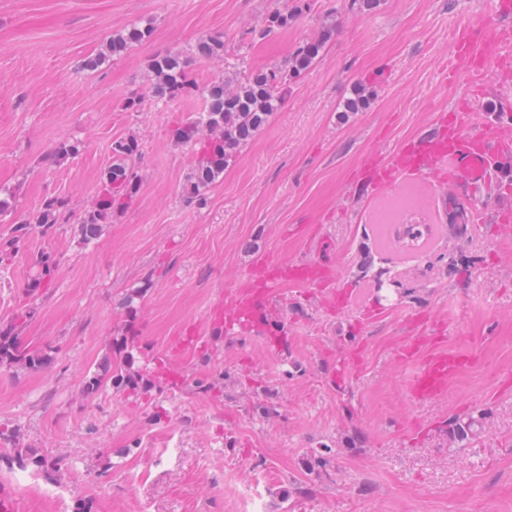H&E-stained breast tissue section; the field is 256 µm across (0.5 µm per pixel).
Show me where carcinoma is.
Here are the masks:
<instances>
[{"label":"carcinoma","mask_w":512,"mask_h":512,"mask_svg":"<svg viewBox=\"0 0 512 512\" xmlns=\"http://www.w3.org/2000/svg\"><path fill=\"white\" fill-rule=\"evenodd\" d=\"M292 18L291 13H273L268 16L266 27L259 35L288 26ZM148 32L146 27L133 26L110 36L104 48L87 61L86 67L91 71L97 70L109 58L120 56L145 40ZM331 33L332 29L327 28L318 36L301 43L283 67L252 73L236 80L232 86L229 81L219 77L203 87V112L174 130V136L180 142L197 147L190 174V194L200 193L234 162L238 152L285 101L291 79L312 68L320 60ZM187 68V62L176 54L165 53L154 58L151 63L154 96L173 101L188 95L196 84L188 79ZM139 153V143L135 138H122L112 144L113 162L104 174L101 194L80 222V230L85 239L97 238L112 212L136 194L138 180L132 162ZM66 217L65 200L58 197L45 200L32 220L18 222L11 240L0 244V264L13 260L19 243L27 235L28 224H40L48 230L56 224L64 223ZM432 235L431 224H409L403 233L388 237L385 248L401 254L410 253ZM356 274L362 278H371L379 288L386 283L392 284L390 280L383 281L380 272L374 270V259L365 249L360 252ZM117 351L120 361L115 364L106 361L101 371L89 379V392L98 390L105 383L130 393L143 392L150 387V382L135 367V360L128 352L127 338L117 343ZM51 354L49 346L39 349L24 343L19 336L18 321L0 324V366L21 365L30 370H39L51 362ZM474 425L473 419L467 422L451 421L447 431L450 443L458 448L469 444L474 435ZM14 452V459L21 465H30L36 470L58 472L66 467L63 459H48L35 448H16Z\"/></svg>","instance_id":"obj_1"}]
</instances>
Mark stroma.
<instances>
[{
    "instance_id": "obj_1",
    "label": "stroma",
    "mask_w": 512,
    "mask_h": 512,
    "mask_svg": "<svg viewBox=\"0 0 512 512\" xmlns=\"http://www.w3.org/2000/svg\"><path fill=\"white\" fill-rule=\"evenodd\" d=\"M292 9L288 27L257 38L269 14ZM493 23L486 0H377L370 10L347 0H0V241L31 222L0 265V323L26 313L23 339L53 348L43 369L0 367V449L11 441L67 463L46 473L0 460L11 512H75L82 501L92 512H512V387L501 386L512 374V230L491 221L460 241L473 260L465 273L389 256L410 289L393 302L354 275L370 233L369 192L355 179L363 158L432 127L467 94V74H446L453 43L460 27ZM134 25L149 38L87 70L110 35ZM327 27L320 62L188 201L193 151L172 131L204 100L199 90L153 97L152 60L182 55L200 89L283 65ZM210 38L223 54L198 56ZM358 84L370 102L344 112ZM120 137L141 144L140 188L88 241L79 223ZM62 141L78 154L51 162ZM50 197L65 199L69 221L46 232L32 218ZM262 254L334 262L359 308L333 314L316 289L287 284L278 350L265 332L209 327V309ZM44 256L51 277L36 289ZM418 314L445 322L448 349L477 359L420 404L394 355ZM194 325L206 347L179 360V393L159 378L146 395L87 391L115 338L131 337L148 374ZM357 346L360 368L337 383V356ZM475 416L474 440L449 447V422ZM325 446L333 454L313 472Z\"/></svg>"
}]
</instances>
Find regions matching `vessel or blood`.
Here are the masks:
<instances>
[{
	"mask_svg": "<svg viewBox=\"0 0 512 512\" xmlns=\"http://www.w3.org/2000/svg\"><path fill=\"white\" fill-rule=\"evenodd\" d=\"M489 10L497 24L474 37L459 39L448 61L451 72L470 74V98L441 112L431 131L392 151L376 150L367 155L356 177L373 197L390 195L406 184L446 188L467 199L501 177L504 164L512 159V127L477 119L476 114L489 99L507 96V83L492 86L486 76L491 70L512 73V54L499 50L500 45L512 43V25L506 21L512 15V0H490ZM336 281L330 262L261 255L250 263L239 285L225 292L223 302L211 310L209 321L228 331L259 328L272 310L280 286L287 283L317 289L325 306L337 311L345 299L336 290ZM395 355L412 366L404 389L418 403L444 396L449 382L465 364L462 355L434 345L427 327L417 320L412 321Z\"/></svg>",
	"mask_w": 512,
	"mask_h": 512,
	"instance_id": "b4317fda",
	"label": "vessel or blood"
}]
</instances>
